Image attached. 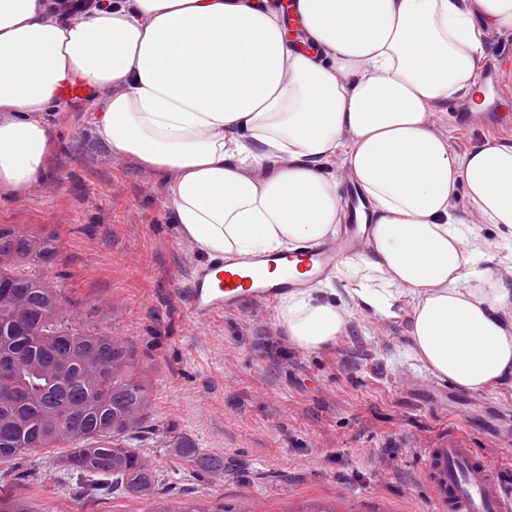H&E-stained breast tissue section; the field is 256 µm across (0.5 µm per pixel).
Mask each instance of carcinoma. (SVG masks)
<instances>
[{
	"instance_id": "cac0c4a2",
	"label": "carcinoma",
	"mask_w": 512,
	"mask_h": 512,
	"mask_svg": "<svg viewBox=\"0 0 512 512\" xmlns=\"http://www.w3.org/2000/svg\"><path fill=\"white\" fill-rule=\"evenodd\" d=\"M58 254L54 239L0 225V458L65 446L61 467L79 488L152 497L155 468L132 443L150 402L134 353L75 325L60 288L25 274ZM168 448L215 479L234 467L179 435Z\"/></svg>"
}]
</instances>
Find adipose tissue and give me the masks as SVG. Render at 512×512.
<instances>
[{"mask_svg": "<svg viewBox=\"0 0 512 512\" xmlns=\"http://www.w3.org/2000/svg\"><path fill=\"white\" fill-rule=\"evenodd\" d=\"M291 12L293 31L275 0H113L63 24L42 0H0V197L43 177L48 111L68 80L110 90L96 135L168 178L177 237L212 258L334 231L339 185L324 163L342 154L373 249L342 258L338 276L374 307L384 287L417 296L413 351L438 379L479 391L512 377V290L467 287L476 259L448 204L464 186L487 223L512 230V146L456 160L427 120L480 81L484 29L512 27V0H292ZM279 322L304 351L346 328L312 291L283 300Z\"/></svg>", "mask_w": 512, "mask_h": 512, "instance_id": "ef3b65f1", "label": "adipose tissue"}]
</instances>
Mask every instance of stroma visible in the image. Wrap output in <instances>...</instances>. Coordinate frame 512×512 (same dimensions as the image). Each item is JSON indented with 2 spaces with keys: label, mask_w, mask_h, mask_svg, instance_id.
<instances>
[{
  "label": "stroma",
  "mask_w": 512,
  "mask_h": 512,
  "mask_svg": "<svg viewBox=\"0 0 512 512\" xmlns=\"http://www.w3.org/2000/svg\"><path fill=\"white\" fill-rule=\"evenodd\" d=\"M103 97L96 90L53 108L58 145L48 173L0 198V225L56 238V264L36 274L74 302L79 325L133 350L155 430L139 450L159 490L149 499L77 495L59 466L64 449L41 448L0 459L1 496L25 500L32 512H431L418 461L445 426L512 475V444L496 431L498 414L512 412V378L480 391L452 386L447 406H423L422 394L439 381L412 352L406 289L393 290L379 313L357 281L332 277L330 299L347 314L346 332L312 352L284 336L275 306L185 320L189 276L203 255L173 231L165 178L95 135L89 114ZM457 109V99L438 102L428 122L460 159L487 138L481 127L455 125ZM451 205L480 242L469 287L512 289V231L485 223L464 191ZM173 432L233 459L234 471L220 480L197 474L169 453Z\"/></svg>",
  "instance_id": "stroma-1"
}]
</instances>
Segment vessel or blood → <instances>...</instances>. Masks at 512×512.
<instances>
[{
    "label": "vessel or blood",
    "mask_w": 512,
    "mask_h": 512,
    "mask_svg": "<svg viewBox=\"0 0 512 512\" xmlns=\"http://www.w3.org/2000/svg\"><path fill=\"white\" fill-rule=\"evenodd\" d=\"M466 125L498 134L512 130V116L460 113ZM334 233L303 242L285 253H255L206 260L192 272L185 318L202 320L254 304L271 305L330 278L345 255L367 254L370 241L360 219L356 194H349ZM423 475L434 512H512V485L505 482L479 449L456 430L443 432L424 451Z\"/></svg>",
    "instance_id": "b4317fda"
}]
</instances>
